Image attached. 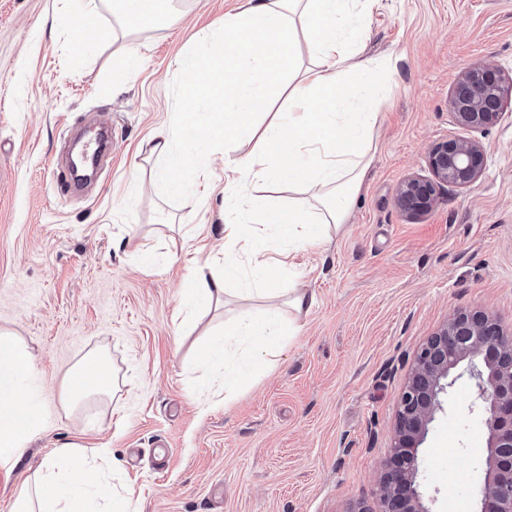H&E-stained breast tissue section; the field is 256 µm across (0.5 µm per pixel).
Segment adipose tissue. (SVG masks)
<instances>
[{"instance_id": "adipose-tissue-1", "label": "adipose tissue", "mask_w": 512, "mask_h": 512, "mask_svg": "<svg viewBox=\"0 0 512 512\" xmlns=\"http://www.w3.org/2000/svg\"><path fill=\"white\" fill-rule=\"evenodd\" d=\"M63 12L94 19L100 4L113 15L161 20L172 0H62ZM375 0H244L212 31L209 45L180 61L182 112L150 141V153L167 163L156 188L180 192L185 183L207 186L208 161L241 138L252 147L238 179L225 187L224 255L193 270L184 281L188 301L223 304L225 285L239 275L235 253L258 261L260 240L275 237L299 249L327 241L330 225L347 223L376 152L375 61L352 52L357 21L369 17ZM313 39L315 61L297 65L299 34ZM288 85V108L270 112L268 90ZM301 185L307 197L284 208H251L238 183ZM289 324L250 312L224 325V338L203 349L198 365L209 372L225 363L230 343L245 344L260 357L275 355V336ZM33 352L9 332H0V464L18 465L41 432L43 415L32 395L38 377ZM63 401L77 410L87 399L106 401L119 389L108 354L98 349L62 380ZM13 512H130V500L105 491L99 469L66 444L46 456L17 489Z\"/></svg>"}]
</instances>
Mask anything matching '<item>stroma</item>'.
I'll return each mask as SVG.
<instances>
[{
    "label": "stroma",
    "mask_w": 512,
    "mask_h": 512,
    "mask_svg": "<svg viewBox=\"0 0 512 512\" xmlns=\"http://www.w3.org/2000/svg\"><path fill=\"white\" fill-rule=\"evenodd\" d=\"M242 0H178L152 27L121 32L108 8L94 51L76 54L58 0H0V331L37 359L42 432L0 467V512L53 449L105 451L114 491L136 512H378L376 474L417 347L455 312L481 311L512 335V97L493 127L455 126L457 75L488 60L512 77V0H377L362 22L369 56L391 70L375 87L377 151L348 224L325 248L290 252L283 288L313 296L295 336L225 400L196 367L199 347L242 308L288 314L284 299L243 298L178 325L189 268L224 244V155L209 191L159 196L148 142L182 104L179 60L210 40ZM137 68L112 83L125 56ZM112 129L91 192H67L58 165L73 127ZM479 141L470 187H442L411 218L395 203L406 178L430 177L431 146ZM143 171L134 177L133 168ZM105 348L122 385L108 402L61 401L63 374ZM461 377L420 450L433 512H476L486 428Z\"/></svg>",
    "instance_id": "stroma-1"
}]
</instances>
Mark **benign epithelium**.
Wrapping results in <instances>:
<instances>
[{"label":"benign epithelium","instance_id":"benign-epithelium-1","mask_svg":"<svg viewBox=\"0 0 512 512\" xmlns=\"http://www.w3.org/2000/svg\"><path fill=\"white\" fill-rule=\"evenodd\" d=\"M512 81L502 80L491 62H477L455 78L449 100L451 118L464 129H486L502 116ZM432 177L411 176L395 192L396 205L417 217L439 202L444 185H473L486 166L483 145L453 137L435 143L427 157ZM468 373L474 381L471 407L481 409L487 431L485 486L481 512H512V336L481 312L454 313L416 350L410 377L400 395L395 432L378 471L379 512H432L419 491V448L444 396Z\"/></svg>","mask_w":512,"mask_h":512}]
</instances>
